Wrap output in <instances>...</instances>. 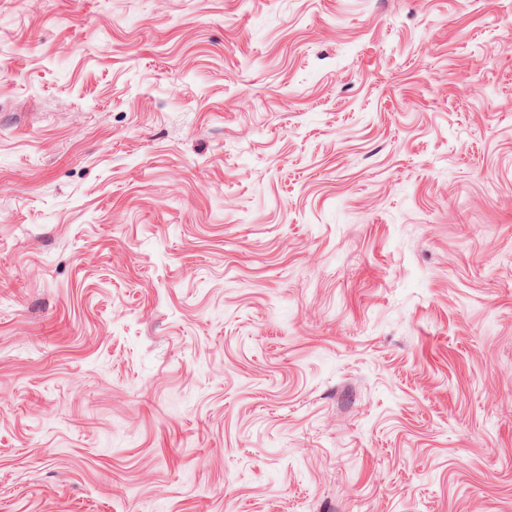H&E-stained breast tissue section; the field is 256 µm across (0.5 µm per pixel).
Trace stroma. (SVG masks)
Masks as SVG:
<instances>
[{"label":"stroma","mask_w":512,"mask_h":512,"mask_svg":"<svg viewBox=\"0 0 512 512\" xmlns=\"http://www.w3.org/2000/svg\"><path fill=\"white\" fill-rule=\"evenodd\" d=\"M0 512H512V0H0Z\"/></svg>","instance_id":"obj_1"}]
</instances>
